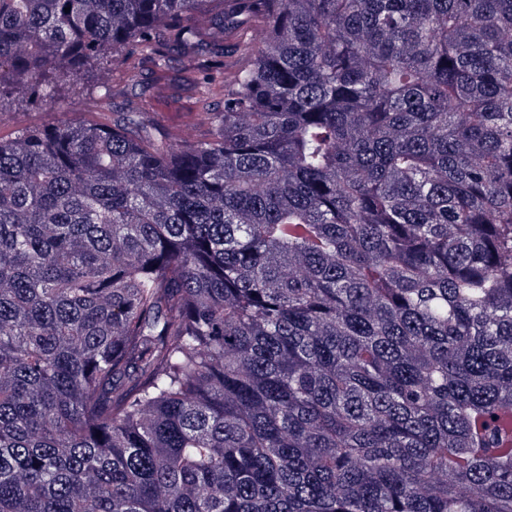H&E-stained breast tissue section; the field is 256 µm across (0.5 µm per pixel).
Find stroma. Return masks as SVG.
Masks as SVG:
<instances>
[{
	"label": "stroma",
	"instance_id": "stroma-1",
	"mask_svg": "<svg viewBox=\"0 0 512 512\" xmlns=\"http://www.w3.org/2000/svg\"><path fill=\"white\" fill-rule=\"evenodd\" d=\"M144 99L152 105L151 119L157 128L175 133L194 125L197 97L180 55H172L164 67L143 61L139 83L132 87L102 84L92 71L80 83H59L52 99L35 104L6 102L0 108V137L10 139L19 131L46 126L63 114L74 120L100 116L109 121L114 113Z\"/></svg>",
	"mask_w": 512,
	"mask_h": 512
}]
</instances>
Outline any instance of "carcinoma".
Segmentation results:
<instances>
[{
	"instance_id": "cac0c4a2",
	"label": "carcinoma",
	"mask_w": 512,
	"mask_h": 512,
	"mask_svg": "<svg viewBox=\"0 0 512 512\" xmlns=\"http://www.w3.org/2000/svg\"><path fill=\"white\" fill-rule=\"evenodd\" d=\"M173 49L0 138V512H512V0H0V101ZM99 66L112 69V61L101 60V64L93 67L78 84L58 83L55 96L44 102L5 101L0 112V137L11 139L19 131L51 124L61 112H67L73 120L102 117L111 125L112 118L118 116L116 112H123L130 103L141 99L150 101V116L159 129L175 133L194 122L198 103L192 75L176 50L165 67H156L150 60L143 61L139 84L115 87L113 91L112 82L100 83L96 70ZM103 100L110 103V112L101 107Z\"/></svg>"
}]
</instances>
